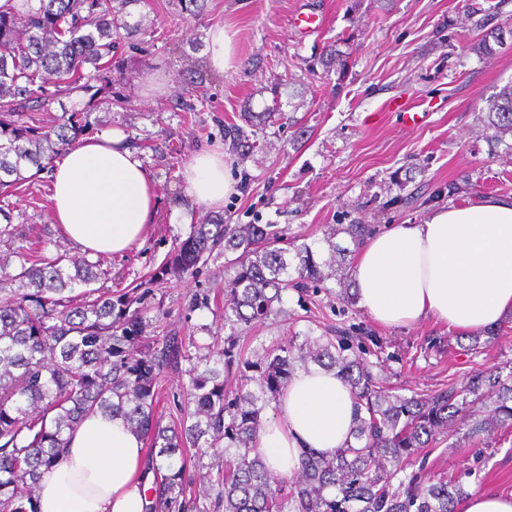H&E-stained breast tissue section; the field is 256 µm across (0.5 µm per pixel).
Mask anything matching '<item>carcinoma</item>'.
<instances>
[{"label":"carcinoma","mask_w":512,"mask_h":512,"mask_svg":"<svg viewBox=\"0 0 512 512\" xmlns=\"http://www.w3.org/2000/svg\"><path fill=\"white\" fill-rule=\"evenodd\" d=\"M141 0H24L23 8L0 11V196L27 181L24 172L44 171L59 152L89 133L90 113L109 102L100 83L112 69L122 38L137 36L128 7ZM478 49L493 51L503 29L486 28ZM76 96L83 107L46 127L37 113L56 96ZM489 138L512 136V83L488 100L483 119ZM235 149L252 148L243 127L224 131ZM355 245L368 224L341 225ZM329 257L318 263L312 247L297 243L274 224H199L170 258L171 272L192 271L217 249L234 258L224 287V322H261L281 302L282 292L326 279L322 267L344 266L347 249L326 237ZM18 285L0 287V512H37L36 488L43 470L59 461L67 435L89 414H120L148 444L155 472L156 512H455L466 496L458 479H427L414 473L397 479L398 464L448 434L456 422L473 420L469 434L491 426L512 427V366L454 382L433 394L392 393L336 335L306 349L294 340L267 356L261 392L271 399L285 389L296 361L334 369L349 386L355 421L351 441L326 458L304 455L294 477L272 475L258 448L262 426L258 396L244 380L234 396L224 374L238 369L233 336L216 358L192 355L194 341L180 346L147 336L141 313L126 292L91 287L100 264L65 254L29 255ZM86 289L74 293V286ZM189 363L190 390L177 420L157 417L158 380L170 357ZM196 449L195 467L206 470L193 504L185 499L186 449ZM211 462L203 463L204 457Z\"/></svg>","instance_id":"obj_1"}]
</instances>
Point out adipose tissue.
Segmentation results:
<instances>
[{"label": "adipose tissue", "instance_id": "adipose-tissue-1", "mask_svg": "<svg viewBox=\"0 0 512 512\" xmlns=\"http://www.w3.org/2000/svg\"><path fill=\"white\" fill-rule=\"evenodd\" d=\"M235 33L211 27L205 63L232 68ZM51 219L91 255L120 254L144 239L155 219L156 188L120 135L82 141L51 162ZM188 197L223 207L235 182L216 148L193 156L181 173ZM359 305L387 327L432 318L471 333L512 315V199L486 197L393 224L366 239L353 265ZM354 403L335 372L295 371L276 415L265 418L259 448L270 470L286 476L302 455L333 453L349 438ZM143 441L121 416L86 417L68 436L60 461L42 475L39 512H149Z\"/></svg>", "mask_w": 512, "mask_h": 512}]
</instances>
